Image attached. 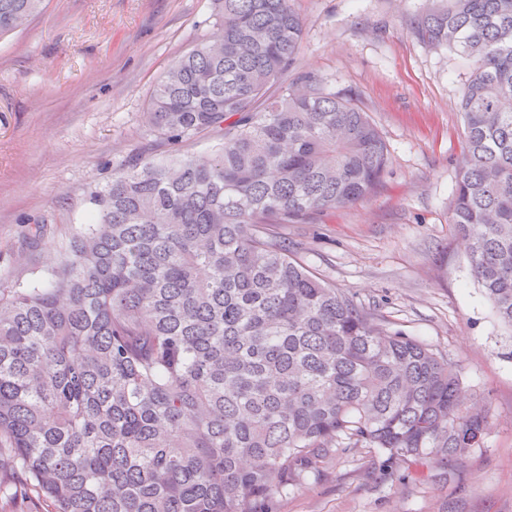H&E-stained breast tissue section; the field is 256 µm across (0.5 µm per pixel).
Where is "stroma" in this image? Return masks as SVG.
Returning <instances> with one entry per match:
<instances>
[{"instance_id":"obj_1","label":"stroma","mask_w":512,"mask_h":512,"mask_svg":"<svg viewBox=\"0 0 512 512\" xmlns=\"http://www.w3.org/2000/svg\"><path fill=\"white\" fill-rule=\"evenodd\" d=\"M305 33L295 70L357 99L390 151L366 200L284 224L276 240L394 332L456 364L485 397L484 447L448 466L387 468L363 448L321 464L274 512H512V329L474 281L449 220L469 63L423 44L431 0H291ZM216 0H44L0 39V285L48 277L137 152L154 85L217 31Z\"/></svg>"}]
</instances>
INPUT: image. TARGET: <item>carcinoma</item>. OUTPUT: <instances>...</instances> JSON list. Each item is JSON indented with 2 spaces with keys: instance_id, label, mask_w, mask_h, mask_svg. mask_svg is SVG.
Here are the masks:
<instances>
[{
  "instance_id": "1",
  "label": "carcinoma",
  "mask_w": 512,
  "mask_h": 512,
  "mask_svg": "<svg viewBox=\"0 0 512 512\" xmlns=\"http://www.w3.org/2000/svg\"><path fill=\"white\" fill-rule=\"evenodd\" d=\"M143 111L154 141L92 193L96 214L46 280L0 288V493L53 512H271L353 448L388 467L484 447L461 372L317 278L272 228L380 187L389 151L353 99L288 79L291 0H217ZM43 0H0V37ZM472 66L450 220L512 329V0H435L414 26ZM214 137L208 156L175 146Z\"/></svg>"
}]
</instances>
